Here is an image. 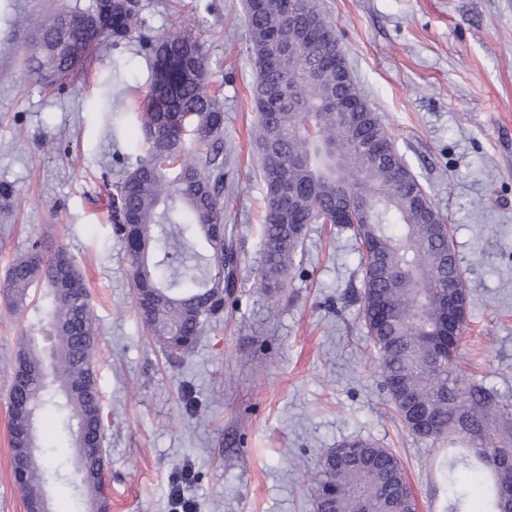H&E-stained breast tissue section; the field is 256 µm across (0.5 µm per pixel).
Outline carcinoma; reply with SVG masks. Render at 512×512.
<instances>
[{"instance_id": "1", "label": "carcinoma", "mask_w": 512, "mask_h": 512, "mask_svg": "<svg viewBox=\"0 0 512 512\" xmlns=\"http://www.w3.org/2000/svg\"><path fill=\"white\" fill-rule=\"evenodd\" d=\"M289 0H246V18L255 78L257 119L254 140L262 157L267 206L262 234L265 254L260 281L280 284L294 264L307 225L334 224L350 231L363 273L362 312L378 356L383 383L395 379L399 392L389 402L416 438L433 443L456 437L461 448L448 462V512H471V489L455 482L465 470L476 480L484 512H500L496 478L474 449L512 457V429L506 408L481 385L458 372L460 345L439 365L421 341L424 325L438 326L446 289L461 282L454 268L452 242L440 239L441 213L425 218L414 198L397 185L393 163L354 140L326 101L336 93L369 107L354 78L336 85L331 60L338 44L331 24L311 0H295L302 11L330 32L328 41L306 46L288 35ZM134 0H112L115 44H139L150 61L145 97L133 104L144 132V151L126 172L112 197L115 234L126 247L137 312L162 348L172 355L190 352L206 325L224 313V298L235 286V269L226 266L224 244V162L218 144L224 137V109L209 86V59L203 43L189 34L145 36L137 24ZM79 15L58 12L36 22L38 39L25 52L28 69L49 81L84 68L97 44L85 41ZM378 140L398 153L389 130L371 114ZM338 150L336 166L320 143ZM293 186L292 223H282L274 184ZM361 199L377 197L373 219L339 223L329 214L339 191ZM377 243L368 257L362 240ZM46 289V316L56 339L48 365L25 336L10 380V443L13 477L24 501L34 505L44 494L42 450L26 451L21 435L38 421L47 404L75 421L72 446L84 458L78 475L86 510L107 502L106 456L97 438L103 414L94 355L99 334L83 274L63 245L47 256L33 245L11 266L5 301L14 310L27 306L29 290ZM427 415L409 423L406 407ZM369 459L327 450L310 476L316 512H408L406 470L389 448L359 440L345 442Z\"/></svg>"}]
</instances>
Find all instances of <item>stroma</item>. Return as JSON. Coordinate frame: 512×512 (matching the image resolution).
I'll return each mask as SVG.
<instances>
[{"mask_svg": "<svg viewBox=\"0 0 512 512\" xmlns=\"http://www.w3.org/2000/svg\"><path fill=\"white\" fill-rule=\"evenodd\" d=\"M93 0H0V287L33 244L65 245L98 318V388L111 512H315L309 474L346 441L400 457L418 512H446L448 450L394 416L366 334L349 232L312 224L276 298L259 285L266 187L253 138L255 67L244 0H140L147 36L198 33L224 108L226 231L241 286L195 349L168 356L134 308L107 183L143 152L117 109L143 99L149 61L104 41L84 70L41 85L32 22ZM399 153L451 227L469 313L459 372L512 411V0H313ZM123 66L113 76V62ZM42 291L0 306V512H25L11 474L9 381L20 337L53 340ZM52 512H82L66 413L46 407Z\"/></svg>", "mask_w": 512, "mask_h": 512, "instance_id": "obj_1", "label": "stroma"}]
</instances>
